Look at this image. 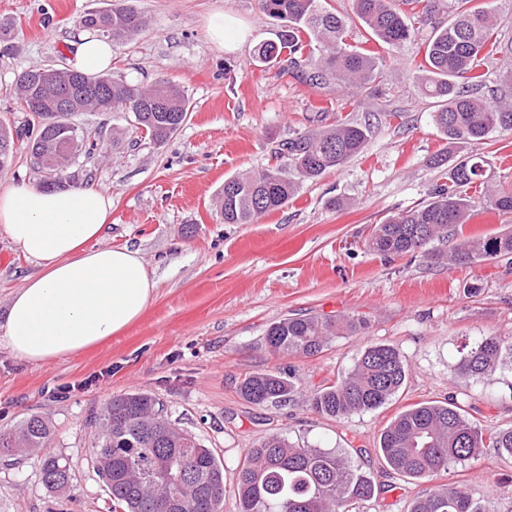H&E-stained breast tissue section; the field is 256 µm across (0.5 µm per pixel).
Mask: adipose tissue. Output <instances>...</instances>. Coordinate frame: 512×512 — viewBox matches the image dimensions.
<instances>
[{"mask_svg":"<svg viewBox=\"0 0 512 512\" xmlns=\"http://www.w3.org/2000/svg\"><path fill=\"white\" fill-rule=\"evenodd\" d=\"M112 212L99 187L0 189V229L37 263L11 297L0 339L17 357L44 363L72 356L132 325L156 283L126 248L98 246Z\"/></svg>","mask_w":512,"mask_h":512,"instance_id":"adipose-tissue-1","label":"adipose tissue"}]
</instances>
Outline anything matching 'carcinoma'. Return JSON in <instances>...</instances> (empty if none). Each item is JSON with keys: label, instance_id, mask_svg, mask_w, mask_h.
Here are the masks:
<instances>
[{"label": "carcinoma", "instance_id": "1", "mask_svg": "<svg viewBox=\"0 0 512 512\" xmlns=\"http://www.w3.org/2000/svg\"><path fill=\"white\" fill-rule=\"evenodd\" d=\"M354 15L371 39L396 53L413 45L412 21L432 25L423 48L417 87L438 100L432 121L448 147L512 133V100L487 101L486 64L502 50V34L492 12L472 0H353ZM276 22L274 38L259 42L252 63L281 65L305 83L333 92L341 89L357 104L376 90L383 75L381 58L346 42L349 18L330 0H258ZM146 26L131 5L87 13L80 27L112 41L130 40ZM14 94L33 121L15 127L0 121V171L11 167L17 143H25L31 169L60 178L71 166L95 165L107 158L104 141L84 137L72 121L82 112H122L129 125L155 144L182 128L190 111L185 93L165 79L131 85L109 76H91L62 64L29 68L15 78ZM372 137L371 123L336 120L299 129L274 148V166L224 180L216 210L226 224H253L283 208L309 182L344 166L362 153ZM448 165V182L429 198L374 225L366 246L384 256H402L435 239L455 235L477 205L512 212V189L492 181L491 164L479 154L449 151L435 159ZM482 188V196L468 189ZM512 257V232L460 236L446 255H429L450 266ZM367 321L356 316L303 314L268 325L266 347L274 353L314 356L341 336L361 333ZM512 344L494 335L476 339L456 364L458 373L483 377L495 372ZM406 370L396 348H364L339 381L309 399L317 413L341 418L384 405L402 387ZM247 402L264 406L289 401L294 385L275 373H254L238 385ZM90 458L114 508L120 512H220L224 467L212 448L172 420L163 403L147 391L112 397L92 422ZM49 419L34 415L0 434V455L21 456L51 441ZM512 456V428L489 434L458 406L422 402L397 415L379 437L378 450L397 474L428 479L452 463L475 459L485 448ZM45 486L57 494L71 490L73 469L61 455L41 460ZM371 476L337 448H311L272 433L247 449L238 471L235 497L239 512H349L371 500ZM410 512H485L462 486L438 485L416 497Z\"/></svg>", "mask_w": 512, "mask_h": 512}]
</instances>
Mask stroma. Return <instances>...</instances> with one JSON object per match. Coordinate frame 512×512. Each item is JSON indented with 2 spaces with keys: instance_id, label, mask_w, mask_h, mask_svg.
Masks as SVG:
<instances>
[{
  "instance_id": "stroma-1",
  "label": "stroma",
  "mask_w": 512,
  "mask_h": 512,
  "mask_svg": "<svg viewBox=\"0 0 512 512\" xmlns=\"http://www.w3.org/2000/svg\"><path fill=\"white\" fill-rule=\"evenodd\" d=\"M115 2L0 0V20L17 27L14 51L0 55V121L22 125L30 118L13 98L15 74L73 64L79 18ZM130 3L148 24L114 43L110 74L145 85L166 79L193 109L161 146L128 126L123 113L81 116L82 128L104 142L121 131L122 144L92 176L79 171L65 182H89L111 195L112 215L98 244L137 252L157 284L155 297L122 334L52 362L19 359L0 341V431L33 414L48 417L50 449L69 458L74 485L70 497L58 496L42 482L39 456L0 457V512H111L90 462L88 419L112 396L138 390L160 398L172 419L215 450L224 465L222 512H237L234 489L246 449L272 432L302 445L347 449L377 487L375 498L353 512H409L429 482L387 470L377 452L381 432L401 411L453 402L486 430L512 427V362L478 379L455 369L463 345L488 335L512 339V264L451 268L419 252L387 258L365 245L375 224L426 199L446 173L433 164L448 144L432 123V99L415 88L414 50L379 47L351 22L348 43L376 51L386 73L365 108L350 105L343 92L252 65L254 46L272 30L258 0ZM218 13L248 34L236 50L210 38L209 21ZM322 114L332 122H370L366 150L256 223H224L215 201L225 179L273 164L278 142ZM460 151L488 158L495 182L512 187V134ZM337 196L343 209L327 205ZM36 270L0 230V320ZM470 283L478 294L466 293ZM296 313L355 315L368 326L315 356L269 351L267 326ZM374 343L393 345L402 357L406 379L397 394L378 409L340 419L310 409L308 393L335 383ZM259 372L292 379V400L263 407L243 400L239 382ZM437 481L469 487L485 512H512V457L494 449L451 465Z\"/></svg>"
}]
</instances>
